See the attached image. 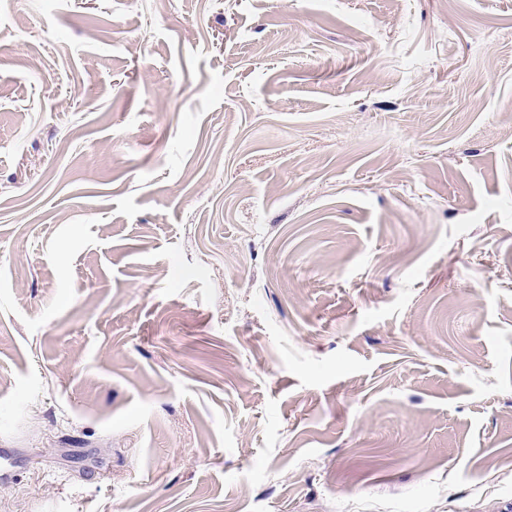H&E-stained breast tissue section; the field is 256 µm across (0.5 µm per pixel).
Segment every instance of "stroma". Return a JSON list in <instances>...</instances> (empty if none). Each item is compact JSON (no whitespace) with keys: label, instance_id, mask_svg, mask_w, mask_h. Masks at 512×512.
I'll return each mask as SVG.
<instances>
[{"label":"stroma","instance_id":"35a3bbf8","mask_svg":"<svg viewBox=\"0 0 512 512\" xmlns=\"http://www.w3.org/2000/svg\"><path fill=\"white\" fill-rule=\"evenodd\" d=\"M0 512H512V0H0Z\"/></svg>","mask_w":512,"mask_h":512}]
</instances>
